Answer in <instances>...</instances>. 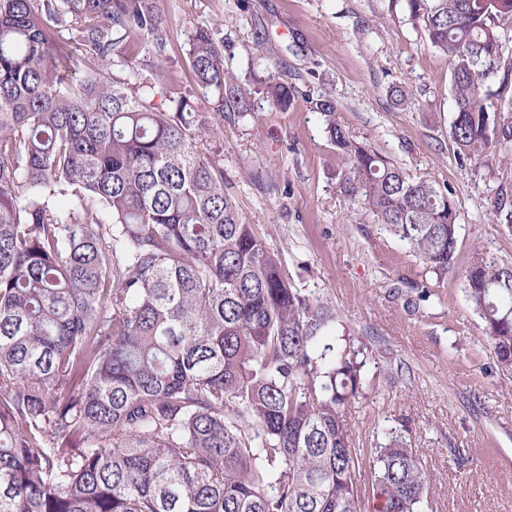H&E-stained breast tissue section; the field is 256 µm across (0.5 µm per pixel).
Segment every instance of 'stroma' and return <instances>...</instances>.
<instances>
[{
  "label": "stroma",
  "mask_w": 512,
  "mask_h": 512,
  "mask_svg": "<svg viewBox=\"0 0 512 512\" xmlns=\"http://www.w3.org/2000/svg\"><path fill=\"white\" fill-rule=\"evenodd\" d=\"M166 63L187 73V33L212 29L224 66L252 91L225 113L203 150L224 160V189L285 276L335 308L339 330L365 344L363 395L344 411L371 482L372 450L390 429L430 472L424 512H512V382L492 364L484 324L460 277L474 250L512 262V232L492 204L512 195V150L491 166L460 165L448 135L455 105L446 55L427 45L392 0H159ZM295 85L288 110L259 90ZM408 93L396 103L394 89ZM337 103L350 134L420 178L449 184L460 211L455 274L436 281L408 245L351 198L349 163L313 102ZM460 449L466 465L452 454Z\"/></svg>",
  "instance_id": "1"
}]
</instances>
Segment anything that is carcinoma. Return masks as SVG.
<instances>
[{"label":"carcinoma","mask_w":512,"mask_h":512,"mask_svg":"<svg viewBox=\"0 0 512 512\" xmlns=\"http://www.w3.org/2000/svg\"><path fill=\"white\" fill-rule=\"evenodd\" d=\"M452 69L460 165L512 142V0H405ZM156 0H0V512H361L343 410L364 347L292 285L202 151L214 117L250 111L224 43L188 33L204 112L165 66ZM151 55L152 82L136 79ZM112 57V79L72 68ZM269 103L296 88L274 79ZM164 97L170 108L153 106ZM362 207L441 281L454 271L452 189L416 178L336 123ZM512 228V205L493 204ZM498 373L512 379V263L461 272ZM378 512H420L430 476L389 430L372 457ZM485 93L490 94L486 103L490 107L489 110L493 111L503 105L504 101L512 99V79H509L508 83L504 85L502 74L492 77L487 83Z\"/></svg>","instance_id":"1"}]
</instances>
